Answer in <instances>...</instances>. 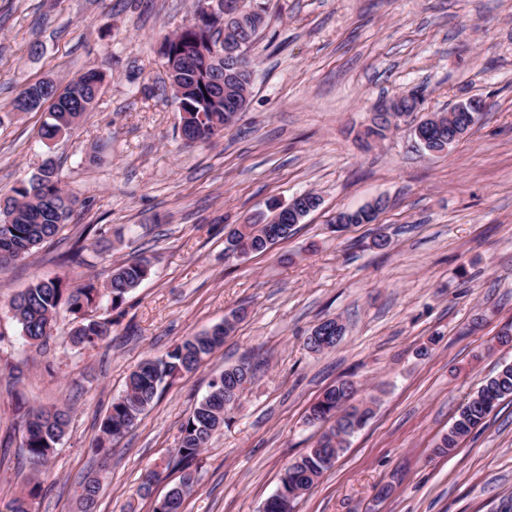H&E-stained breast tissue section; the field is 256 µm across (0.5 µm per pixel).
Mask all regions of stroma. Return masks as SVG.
I'll list each match as a JSON object with an SVG mask.
<instances>
[{
	"label": "stroma",
	"mask_w": 512,
	"mask_h": 512,
	"mask_svg": "<svg viewBox=\"0 0 512 512\" xmlns=\"http://www.w3.org/2000/svg\"><path fill=\"white\" fill-rule=\"evenodd\" d=\"M198 0H0V198L54 157L75 198L55 244L0 268V512L27 472L11 435L18 404L68 406V430L42 477L36 512H75L83 478L101 473L98 512H152L179 478L167 463L214 372L256 367L232 419L194 461L184 512H258L289 462L318 437L309 407L341 380L377 398L374 414L296 512H497L512 496V399L447 454L436 444L512 345V0H259L265 24L247 53V105L223 137L189 144L158 48L193 22ZM97 70L93 110L45 141L42 112H15L26 84ZM420 91V109L384 139L361 130L382 99ZM481 120L432 155L413 121L458 100ZM307 191L320 207L269 251L225 257V228L259 221ZM377 223L336 227L377 197ZM95 224L100 234L84 235ZM80 242L79 261L59 255ZM139 257L149 277L96 349L68 343L60 312L46 348L9 310L36 278L104 285ZM246 318L199 368L172 380L109 457L99 426L128 374L186 336ZM338 318L335 348L310 351ZM164 467L153 500L136 490Z\"/></svg>",
	"instance_id": "35a3bbf8"
}]
</instances>
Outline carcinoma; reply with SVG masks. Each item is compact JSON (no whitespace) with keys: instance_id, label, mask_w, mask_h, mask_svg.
Returning <instances> with one entry per match:
<instances>
[{"instance_id":"obj_1","label":"carcinoma","mask_w":512,"mask_h":512,"mask_svg":"<svg viewBox=\"0 0 512 512\" xmlns=\"http://www.w3.org/2000/svg\"><path fill=\"white\" fill-rule=\"evenodd\" d=\"M219 17L218 13H208L200 8L194 25L164 36L158 50L163 64H168L181 46H191L198 51L217 46L222 35V29L216 27ZM102 80V74L90 71L66 82L54 81L48 92L43 91V81L39 80L20 92L11 102L12 110H18L19 99L23 97L34 93L43 96L48 120L41 125L39 134L51 141L93 110ZM187 88L189 91L178 99L179 109L184 112L180 116L182 137L193 143H207L221 136L224 112L211 100L209 75L199 74ZM74 204L73 197L61 186L53 162L43 164L39 172L21 181L14 188V195L0 204V267L29 257L53 241L70 222ZM274 228L275 225L270 223L233 225L228 232L224 256L265 252L274 245L270 241V232ZM149 271V262L145 259L128 261L115 268L101 288L91 280L72 287L61 278H39L11 298L10 309L25 340L40 347L52 335L59 310L66 308L72 316V345L91 350L112 333V319L92 316L99 299L108 296L111 309H118ZM239 319L240 316L235 314L206 332L186 337L166 354L142 362L129 374L123 394L112 401L102 419L99 445L119 441L153 404L159 390L177 375L197 369L224 342V337L234 330ZM320 329L319 341H314L311 335L307 337V346L314 352L335 347L343 336V331L336 330L334 321L329 319ZM253 372L250 363L241 362L215 374L207 394L182 422L178 448L172 460L173 467L181 471V477L165 496L164 512H181L185 499L195 491L197 471L191 469L192 461L208 447L214 434L228 420L232 407L224 405L225 394L232 389L242 391ZM356 393L354 382L344 380L328 388L309 408L307 424L321 428L322 432L312 448L287 465L280 486L264 501L261 512H294L296 501L330 470L326 465L328 453L340 454L349 439L364 428L373 414L376 398H363L354 406ZM507 397H512V363L501 366L482 382L460 409L437 448L447 452L457 447ZM69 418L67 408H27L22 412L18 433L20 447L29 464V478L25 492L8 505L9 512H33V501L41 492L39 475L65 435ZM82 490L78 512H95L100 480L86 478Z\"/></svg>"}]
</instances>
